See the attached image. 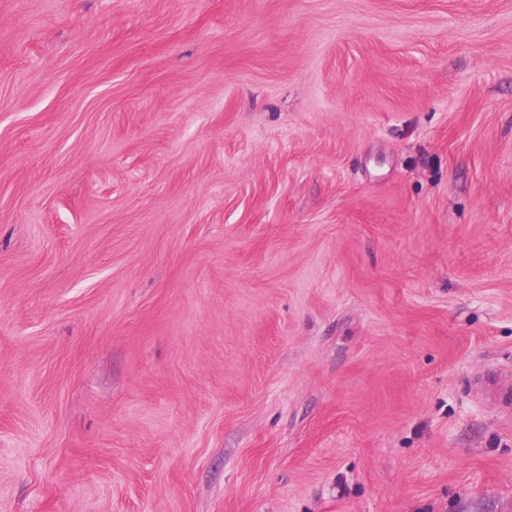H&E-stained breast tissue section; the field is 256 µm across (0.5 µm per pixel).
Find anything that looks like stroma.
Masks as SVG:
<instances>
[{"label":"stroma","instance_id":"1","mask_svg":"<svg viewBox=\"0 0 512 512\" xmlns=\"http://www.w3.org/2000/svg\"><path fill=\"white\" fill-rule=\"evenodd\" d=\"M512 0H0V512H512Z\"/></svg>","mask_w":512,"mask_h":512}]
</instances>
